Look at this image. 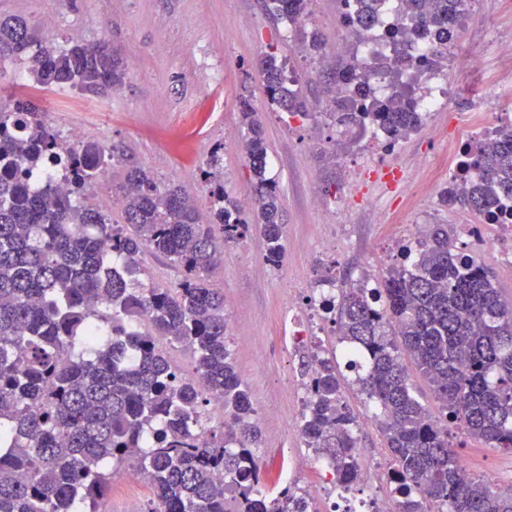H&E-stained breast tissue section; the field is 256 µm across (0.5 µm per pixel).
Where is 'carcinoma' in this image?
<instances>
[{"label":"carcinoma","instance_id":"carcinoma-1","mask_svg":"<svg viewBox=\"0 0 512 512\" xmlns=\"http://www.w3.org/2000/svg\"><path fill=\"white\" fill-rule=\"evenodd\" d=\"M278 19L296 24L312 0H265ZM416 27L448 36L463 0H412ZM301 49L320 55L322 37L302 33ZM31 62L29 80L44 89L106 95L123 87L127 69L106 42L94 45L40 36L20 18H0V62ZM287 62H260L266 95L289 115L307 118L298 77ZM243 145L255 179L254 223L264 260L284 259L280 196L266 177L267 148L258 112L240 101ZM328 118L335 126L379 121L404 133L417 119L403 94L353 103ZM115 146L74 144L24 98L0 103V512H99L112 471L132 461L154 488L149 512H304L288 488L261 489L260 439L249 388L227 343L224 294L209 283L221 260L217 242L236 244L250 225L236 201L203 170L212 207L202 217L178 186L141 167L127 172L118 202L123 223L90 202L101 167L118 162ZM72 172L60 192L43 176L49 163ZM476 175H456L439 194L447 208L497 215L512 205V125L476 149ZM149 250L184 270L174 288L146 287L139 256ZM337 341L357 391L374 416L394 472L416 487L396 512H512V496L467 476L448 440L462 420L467 437L512 452V299L503 297L476 259L448 250V225L425 224L410 260L387 269L369 291L354 283L338 298ZM186 345L197 380L184 378L157 343ZM312 391L299 425L345 492L361 473L357 417L342 401L336 352L310 372ZM428 381L441 408L435 416L415 395L403 357ZM227 421L204 427L208 399ZM232 493L227 498L226 493Z\"/></svg>","mask_w":512,"mask_h":512}]
</instances>
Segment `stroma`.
<instances>
[{
    "label": "stroma",
    "instance_id": "stroma-1",
    "mask_svg": "<svg viewBox=\"0 0 512 512\" xmlns=\"http://www.w3.org/2000/svg\"><path fill=\"white\" fill-rule=\"evenodd\" d=\"M0 17L24 18L40 34L58 39L77 29L84 43L104 41L122 57L137 58L138 68L129 72L122 89L107 95L73 90L52 105L45 89L32 86L26 92L44 106L56 129L75 123L87 138L123 150L125 163L110 166L97 196L114 198L129 168L139 166L160 183L181 186L201 213H208L202 168L218 148L225 195L252 203L255 180L242 146L241 98L258 110L268 154L266 176L283 201L284 261L277 268L265 262L264 239L254 225L244 240L225 248L210 283L224 294L230 326L242 329L229 336L228 344L262 419L263 442L256 455L263 487L279 491L303 446L295 426L301 377L289 330L318 285L316 269L334 265L340 284L364 276L375 281L381 270L371 258L398 237L402 225L462 222L459 211L441 207L436 194L408 199L388 188L385 177L403 174L420 184L445 186L449 113L482 109L503 119L512 116V99L483 105L470 91L489 77L512 82V66L499 54L501 45L512 41V0H479L465 20L462 45L484 58V74L460 81L458 96L433 118L429 136H408L395 151L375 155L372 168L362 173L353 206L340 214L330 203L347 187V165L362 158L363 146L324 118L291 121L268 107L255 62L269 53L295 60L301 47L292 27L270 16L263 0H0ZM303 26L318 30L326 42L323 66L299 73L313 106L339 61L336 0H314ZM341 390L361 420L356 450L361 466L388 459L378 427L349 378H342ZM454 450L474 476L496 486L512 481V454L469 439ZM130 473L127 467L114 472L103 512H144L153 491L129 484Z\"/></svg>",
    "mask_w": 512,
    "mask_h": 512
}]
</instances>
